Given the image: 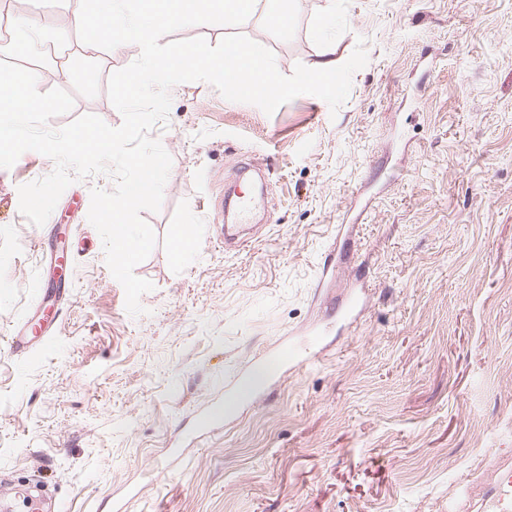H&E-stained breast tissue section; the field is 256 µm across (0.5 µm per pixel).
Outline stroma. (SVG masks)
<instances>
[{
    "mask_svg": "<svg viewBox=\"0 0 512 512\" xmlns=\"http://www.w3.org/2000/svg\"><path fill=\"white\" fill-rule=\"evenodd\" d=\"M10 10L13 63L74 96L49 128L120 126L107 81L139 47L83 44L79 0ZM328 13L335 30L316 37ZM262 21L239 31L282 74L344 63L360 36L368 63L335 112L312 95L268 115L203 81L171 89L151 131L172 166L143 214L158 238L135 268L153 285L144 314L127 313L88 221L114 179L74 182L48 218L68 238L59 286L18 196L55 163L27 151L0 168V483L51 492L56 512H454L512 461V0H298L288 41ZM360 279L353 331L336 300ZM38 321L47 343L9 355ZM307 333L325 338L316 361L226 408L228 376Z\"/></svg>",
    "mask_w": 512,
    "mask_h": 512,
    "instance_id": "1",
    "label": "stroma"
}]
</instances>
